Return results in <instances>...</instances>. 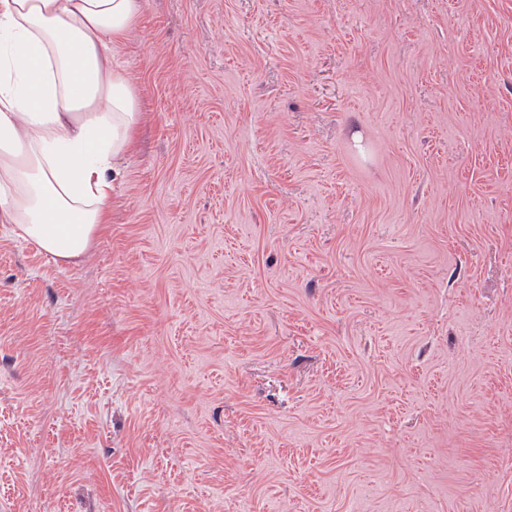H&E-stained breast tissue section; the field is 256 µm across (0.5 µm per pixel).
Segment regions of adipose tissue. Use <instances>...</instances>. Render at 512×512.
<instances>
[{
    "label": "adipose tissue",
    "instance_id": "ef3b65f1",
    "mask_svg": "<svg viewBox=\"0 0 512 512\" xmlns=\"http://www.w3.org/2000/svg\"><path fill=\"white\" fill-rule=\"evenodd\" d=\"M143 0H0V224L71 262L109 219L141 114L114 62Z\"/></svg>",
    "mask_w": 512,
    "mask_h": 512
}]
</instances>
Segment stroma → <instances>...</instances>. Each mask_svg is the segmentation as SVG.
Here are the masks:
<instances>
[{
	"label": "stroma",
	"instance_id": "stroma-1",
	"mask_svg": "<svg viewBox=\"0 0 512 512\" xmlns=\"http://www.w3.org/2000/svg\"><path fill=\"white\" fill-rule=\"evenodd\" d=\"M63 263L0 224V512H512V0H143Z\"/></svg>",
	"mask_w": 512,
	"mask_h": 512
}]
</instances>
